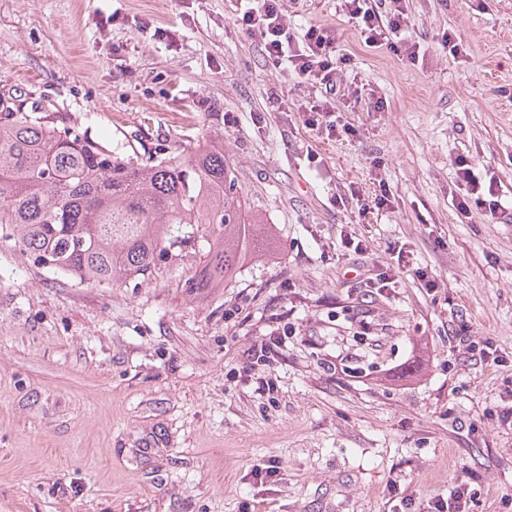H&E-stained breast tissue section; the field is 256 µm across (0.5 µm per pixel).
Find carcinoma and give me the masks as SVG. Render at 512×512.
I'll return each mask as SVG.
<instances>
[{"label":"carcinoma","mask_w":512,"mask_h":512,"mask_svg":"<svg viewBox=\"0 0 512 512\" xmlns=\"http://www.w3.org/2000/svg\"><path fill=\"white\" fill-rule=\"evenodd\" d=\"M41 265L88 286L162 276L200 257L189 289L222 288L266 253L224 148L173 157L107 147L16 100L0 110V225Z\"/></svg>","instance_id":"carcinoma-1"}]
</instances>
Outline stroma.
Instances as JSON below:
<instances>
[{"label":"stroma","mask_w":512,"mask_h":512,"mask_svg":"<svg viewBox=\"0 0 512 512\" xmlns=\"http://www.w3.org/2000/svg\"><path fill=\"white\" fill-rule=\"evenodd\" d=\"M285 3L291 32L335 29L343 86L381 98L340 108L354 134L302 126L307 88L233 0H0V95L127 153L223 143L247 216L274 231L234 282L191 291L176 272L77 284L0 227V512H396L405 497L427 512L461 476L470 512H512V220L464 218L450 192L464 155L512 202V0H409L413 65L341 0ZM382 182L391 209L360 221L337 202ZM345 234L367 254L346 255ZM367 265L398 269L368 305ZM462 323L502 364L459 360ZM273 333L266 365L239 373Z\"/></svg>","instance_id":"stroma-1"}]
</instances>
